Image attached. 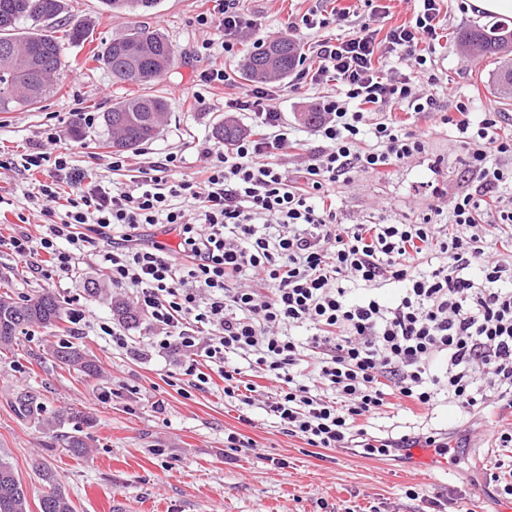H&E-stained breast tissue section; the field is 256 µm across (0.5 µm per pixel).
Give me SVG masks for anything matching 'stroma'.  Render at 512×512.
<instances>
[{
	"label": "stroma",
	"mask_w": 512,
	"mask_h": 512,
	"mask_svg": "<svg viewBox=\"0 0 512 512\" xmlns=\"http://www.w3.org/2000/svg\"><path fill=\"white\" fill-rule=\"evenodd\" d=\"M69 14L90 20L92 43L67 47L69 64L55 95L33 112H0V195L22 200L30 179L22 168L26 147L43 139L49 129L63 131L72 147L74 168L104 180L128 182V171L113 173L109 166L108 135L103 122L75 126L74 113L103 114L113 102L130 94L131 86L113 83L109 72L91 60L90 51L124 29L144 24L159 29L177 48L175 66L150 94L164 96L169 118L148 149L156 156L184 152L183 174H192L197 152L213 143L212 128L224 116V102L249 89L241 77L246 54L265 33L285 34L287 20H299L316 0H247L256 21L253 30L238 36L234 54L214 60L198 59L197 42L214 37L199 26L205 13L219 18L216 0H159L147 16H116L101 0H65ZM440 39L431 46L430 68L447 76L450 92L435 89L438 111L426 114L395 110L403 127L427 134L422 154L391 165L384 176L355 178L335 189L337 217L345 224L411 222L437 205L433 187L455 195L468 189L464 160L468 148L441 124V114L454 111L458 99L473 100L475 111L495 110L512 125V104L494 94L489 78L494 59L474 64L458 44L461 32L492 27L491 19L463 9L461 0H441ZM224 67L226 85L206 89V103L197 106L192 94L197 74L209 65ZM335 82L285 93L278 101L282 119L298 138L314 141L303 113L321 97L336 95ZM106 284L93 264L50 279L29 273L9 251L0 249V292L12 290L22 298L47 289L65 310L92 311L96 320L113 321L111 299H126L125 290L88 301L84 284ZM126 331L135 353L113 350L111 342L94 331L77 332L72 321L59 328L30 327L20 336L15 353L0 354V462L7 463L27 489L30 512H40L44 485L40 468L54 472L57 485L73 502L75 512H423L429 500L463 495L471 512H512V499L495 497L485 482L495 460H512V447L495 443L498 431L512 429V409L467 413L442 405L425 410L418 405L389 408L366 428L368 436L399 437L434 434L454 445L450 469L418 465L412 456L365 455L343 449L314 448L283 432L275 419L258 407L240 414L225 399L222 382L205 390L192 387L175 355L148 346L154 328L139 313ZM71 341L95 357L102 370L91 379L67 369L49 353L52 346ZM36 389L47 415L59 417L47 428L14 415L15 394ZM245 436L249 445L227 448L228 433ZM80 435L90 451L74 456L65 438Z\"/></svg>",
	"instance_id": "stroma-1"
}]
</instances>
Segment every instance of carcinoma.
Instances as JSON below:
<instances>
[{"instance_id": "carcinoma-1", "label": "carcinoma", "mask_w": 512, "mask_h": 512, "mask_svg": "<svg viewBox=\"0 0 512 512\" xmlns=\"http://www.w3.org/2000/svg\"><path fill=\"white\" fill-rule=\"evenodd\" d=\"M107 11L128 15L152 12L158 0H102ZM64 0H0V112L33 111L56 89L65 68L64 46L89 40L87 20L62 17ZM475 60L494 58L499 67L493 76V90L501 99H512V29L500 26L470 30L460 38ZM300 45L287 36L265 42L244 59L242 78L259 82L270 77L286 78L300 62ZM177 50L163 33L145 25L92 50L91 59L99 62L115 82L146 86L158 81L175 63ZM168 119V103L158 94L130 95L112 104L103 120L115 151L134 153L158 137ZM243 130L235 122L220 120L213 127L215 138L229 144ZM112 312L124 324L137 321L136 311L126 302L112 304ZM66 312L57 297L42 291L21 301L0 294V350H9L19 333L29 326L52 328ZM52 357L69 369L87 377L99 374L100 366L73 342L53 348ZM14 412L23 419H37L43 411L39 395L33 390L19 393L12 402ZM46 491L40 501L41 512H75L70 499L56 487L55 475L43 471ZM27 493L12 469L0 464V512H28Z\"/></svg>"}]
</instances>
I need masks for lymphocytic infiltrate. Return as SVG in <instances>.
Listing matches in <instances>:
<instances>
[{"label":"lymphocytic infiltrate","mask_w":512,"mask_h":512,"mask_svg":"<svg viewBox=\"0 0 512 512\" xmlns=\"http://www.w3.org/2000/svg\"><path fill=\"white\" fill-rule=\"evenodd\" d=\"M415 21L379 35L372 23L324 36L335 13L312 9L299 26L316 33L318 67L298 70L291 90L330 80L315 141L301 144L283 125L276 93L258 83L225 103L251 112L254 127L233 145L202 148L201 178L176 177L170 152L146 158L131 184L89 180L71 165L63 134L51 132L23 158L36 179L17 212L20 228L0 247L31 273L51 277L96 260L129 290L156 329L155 351L204 358L188 365L196 389L214 379L242 408L261 405L282 430L314 448L351 445L360 421L390 399L425 409L512 408V253L491 251L492 228L512 224V135L502 113L460 101L443 116L469 147L472 191L412 224H344L331 185L424 152L423 134L393 110L436 109L420 39L436 40L439 0H418ZM244 0H223L222 37L194 48L200 58L232 53L230 37L251 27ZM404 51L413 74L390 75L378 61ZM303 148L301 182L276 158ZM47 222L27 228L30 210ZM161 240L142 239L144 227ZM256 367L277 384L257 400L242 378Z\"/></svg>","instance_id":"lymphocytic-infiltrate-1"}]
</instances>
